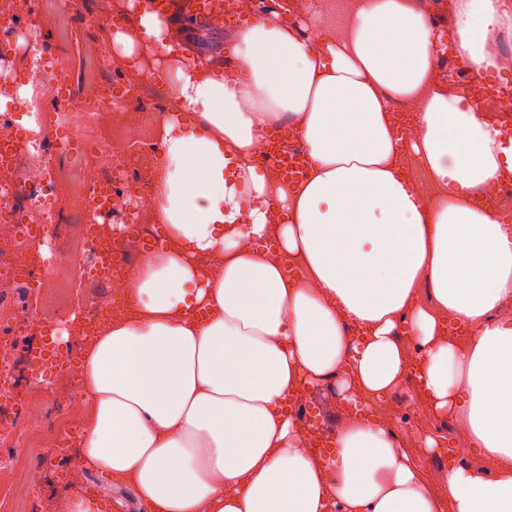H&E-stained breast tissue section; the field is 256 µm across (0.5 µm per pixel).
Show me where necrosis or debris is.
I'll return each instance as SVG.
<instances>
[{
    "mask_svg": "<svg viewBox=\"0 0 512 512\" xmlns=\"http://www.w3.org/2000/svg\"><path fill=\"white\" fill-rule=\"evenodd\" d=\"M160 114L110 112L108 124L94 127L79 150L61 155L64 176L82 186L80 203L60 206V184L45 179L40 165L29 162L17 174L16 162L0 164V206L15 212V220L0 225V315L13 322L16 333L40 327H63L66 340L56 341V379L44 385L29 383L21 397L9 385L14 370L11 346L0 343V437H21L58 420L72 416L82 403L78 383L82 368L75 350L89 346L113 317L123 313L121 298L127 286L125 269L137 261L138 246L160 242L154 224H126L122 228L100 221L102 213L151 212L150 171L161 151L153 131ZM119 134L126 145L136 147L130 168L135 191L113 192L105 209L93 199L98 190L115 182L102 170L110 156V134ZM255 157L273 178L283 176L280 159L306 164L308 156L299 141L272 142L270 137L255 143ZM40 273L24 314L15 315L5 299L6 289L19 277Z\"/></svg>",
    "mask_w": 512,
    "mask_h": 512,
    "instance_id": "4bbe7bcc",
    "label": "necrosis or debris"
}]
</instances>
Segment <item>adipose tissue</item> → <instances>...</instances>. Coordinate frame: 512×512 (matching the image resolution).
Listing matches in <instances>:
<instances>
[{
    "instance_id": "adipose-tissue-1",
    "label": "adipose tissue",
    "mask_w": 512,
    "mask_h": 512,
    "mask_svg": "<svg viewBox=\"0 0 512 512\" xmlns=\"http://www.w3.org/2000/svg\"><path fill=\"white\" fill-rule=\"evenodd\" d=\"M138 8L110 38L127 65L148 51L174 66L151 212L166 242L125 272L129 317L84 351L83 467L150 512H512V233L475 202L512 173V144L434 67L447 40L470 71L494 69L512 11L455 0L438 32L420 0H350L344 26L310 41L283 2L237 30L246 79L232 89L176 55L175 16ZM398 102L413 137L396 132ZM284 121L309 156L299 182L257 168L256 140ZM409 153L436 199L407 175ZM410 377L494 478L452 466L432 494L395 432L362 414L330 452L306 447L290 411L303 387L334 380L356 404Z\"/></svg>"
}]
</instances>
